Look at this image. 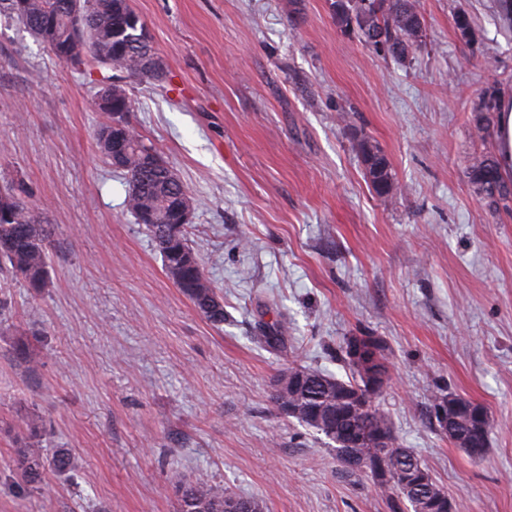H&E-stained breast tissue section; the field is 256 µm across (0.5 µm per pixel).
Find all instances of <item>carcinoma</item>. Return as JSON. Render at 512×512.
<instances>
[{"label": "carcinoma", "instance_id": "obj_1", "mask_svg": "<svg viewBox=\"0 0 512 512\" xmlns=\"http://www.w3.org/2000/svg\"><path fill=\"white\" fill-rule=\"evenodd\" d=\"M370 5L368 23L355 24L362 44L374 48L380 38L389 46L387 55L401 62L421 48L423 39L414 29V19L421 15L419 0H397L393 12L383 8V0H370ZM332 7L339 28L351 30L348 13L358 8L357 0H333ZM0 12L15 18L52 52L69 41L76 26H81L85 31L81 43L86 45V55L106 70V79L120 78L131 71L132 66L141 64L140 57L155 54L153 43L137 42L139 30L145 24L129 0H24L22 8L19 0H0ZM498 95L499 88L494 84L487 85L478 95L473 107V125L480 136L490 127ZM130 112L129 90L119 87L112 92L110 118L124 122L129 136V150L124 160V171L129 174L126 207L135 217L143 210L152 212L155 223L145 225V229L153 238L162 261L172 260L175 252L188 257L173 283L205 319L220 325L224 323V299L206 276L189 244L187 225L180 223L174 209L177 197L187 193L186 187L169 179L167 164L136 132L130 123ZM467 175L474 192L488 209L512 210V183L500 178L497 161L492 155L474 156ZM383 179L384 189L373 180L370 185L378 198L387 200L397 194L398 187L391 171H386ZM50 236L40 213L22 198H16L9 213L0 210V271L21 278L33 292H41L48 283ZM286 334L288 325L277 320L259 328L256 340L272 345ZM340 356L349 369L346 380L300 367L281 373L283 380L294 372L301 373L306 385L286 393L274 390L270 400L276 410L293 406L291 418L334 444L336 456L349 468L354 457L382 456L388 466L396 463L415 474L425 475L426 482L412 494L392 475L387 479L379 475L373 477L376 487L387 495L390 512H418L415 493L448 504V495L430 470L412 451L397 443L391 420L376 400L369 398L364 373L349 360L347 347L341 348ZM451 424L453 433L448 439L461 447L470 436L471 419L467 410L463 407L453 410ZM378 431L390 436L389 447L376 448L364 440L353 445L348 443L352 434L367 437ZM14 462L22 485L40 493L46 489L47 471L65 475L75 469L74 459L64 448L56 449L49 458L38 448H18ZM231 499L233 496L224 492L223 487L197 479L178 491V512H224V502Z\"/></svg>", "mask_w": 512, "mask_h": 512}]
</instances>
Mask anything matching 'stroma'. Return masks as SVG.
Segmentation results:
<instances>
[{
	"label": "stroma",
	"instance_id": "1",
	"mask_svg": "<svg viewBox=\"0 0 512 512\" xmlns=\"http://www.w3.org/2000/svg\"><path fill=\"white\" fill-rule=\"evenodd\" d=\"M419 3L425 44L398 62L341 31L331 0H130L166 72L129 80L130 121L189 191L220 325L125 207L127 178L95 139L96 69L0 17V187L54 239L44 293L0 273V512H177L175 485L198 477L265 512H389L369 474L269 399L293 366L347 378L340 349L364 333L388 356L377 402L398 443L460 512H512V212L490 211L466 175L495 151L472 110L485 84L512 93V23L497 0ZM364 138L393 200L368 184ZM278 319L283 344L258 343ZM439 389L487 409L482 459L433 424ZM33 423L40 447L76 460L47 498L13 467Z\"/></svg>",
	"mask_w": 512,
	"mask_h": 512
}]
</instances>
